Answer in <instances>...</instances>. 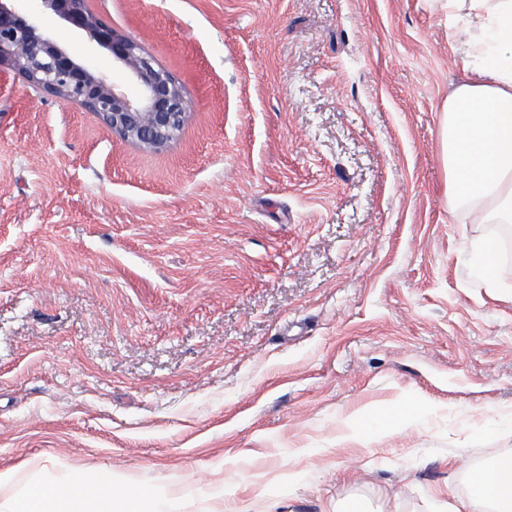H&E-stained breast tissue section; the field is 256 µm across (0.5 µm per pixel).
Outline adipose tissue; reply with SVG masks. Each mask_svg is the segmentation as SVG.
<instances>
[{
    "instance_id": "ef3b65f1",
    "label": "adipose tissue",
    "mask_w": 512,
    "mask_h": 512,
    "mask_svg": "<svg viewBox=\"0 0 512 512\" xmlns=\"http://www.w3.org/2000/svg\"><path fill=\"white\" fill-rule=\"evenodd\" d=\"M464 21L461 55L465 79L446 99L445 163L450 210L467 211L479 224L512 223V0H448ZM0 512H137L148 499L151 512H176L166 488L132 492L114 505L111 480L46 485L31 475L0 471ZM448 512H512V457L490 471H477L467 497Z\"/></svg>"
}]
</instances>
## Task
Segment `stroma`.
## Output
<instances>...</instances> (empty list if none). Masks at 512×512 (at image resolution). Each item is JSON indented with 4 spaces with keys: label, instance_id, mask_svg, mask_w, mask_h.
<instances>
[{
    "label": "stroma",
    "instance_id": "1",
    "mask_svg": "<svg viewBox=\"0 0 512 512\" xmlns=\"http://www.w3.org/2000/svg\"><path fill=\"white\" fill-rule=\"evenodd\" d=\"M181 83L167 148L0 74V470L178 512H438L512 455V292L448 209L447 0H88ZM134 99L129 71L22 0ZM367 406L385 434L341 439ZM491 243V241L484 238L476 239L472 242V249L476 251L475 257L482 270L480 276L485 282L486 288H489L493 292L501 291L503 288H512V268H506L504 265L498 263L496 256L493 272L486 274L484 271L483 263L488 259L489 246Z\"/></svg>",
    "mask_w": 512,
    "mask_h": 512
}]
</instances>
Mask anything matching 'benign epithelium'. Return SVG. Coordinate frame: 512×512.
I'll return each instance as SVG.
<instances>
[{"mask_svg":"<svg viewBox=\"0 0 512 512\" xmlns=\"http://www.w3.org/2000/svg\"><path fill=\"white\" fill-rule=\"evenodd\" d=\"M18 0H0V71L11 70L26 83L63 104L94 114L123 141L149 150L165 148L187 120L185 92L139 42L89 9L87 0H42L45 8L123 64L140 86L131 100L79 63L40 22L23 14Z\"/></svg>","mask_w":512,"mask_h":512,"instance_id":"obj_1","label":"benign epithelium"}]
</instances>
